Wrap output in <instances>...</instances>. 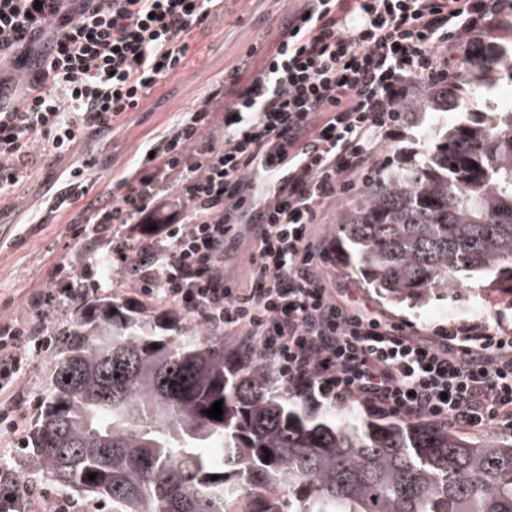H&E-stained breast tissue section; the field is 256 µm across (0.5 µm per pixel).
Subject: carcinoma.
<instances>
[{"instance_id": "obj_1", "label": "carcinoma", "mask_w": 512, "mask_h": 512, "mask_svg": "<svg viewBox=\"0 0 512 512\" xmlns=\"http://www.w3.org/2000/svg\"><path fill=\"white\" fill-rule=\"evenodd\" d=\"M508 81L512 42L476 40L455 78L399 106L408 122L462 118L432 125L341 213L345 263L386 300L512 279V111L491 99ZM46 386L31 470L112 512H512V440L319 412L224 336L110 298L79 304Z\"/></svg>"}]
</instances>
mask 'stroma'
Listing matches in <instances>:
<instances>
[{
    "label": "stroma",
    "mask_w": 512,
    "mask_h": 512,
    "mask_svg": "<svg viewBox=\"0 0 512 512\" xmlns=\"http://www.w3.org/2000/svg\"><path fill=\"white\" fill-rule=\"evenodd\" d=\"M304 5L305 0H224L223 9L206 26L194 30L184 68L161 82L141 107L123 114L111 130L84 143L71 156L53 163L41 159L29 167L15 193L0 198V319H22L53 334L66 329L75 312L73 303H59L39 315L26 299L34 289L49 287L55 266L62 264L78 273L84 258L93 254L105 262L82 281L89 298H110L131 310L145 307L120 263L109 260L113 245L125 239L126 227L114 225L95 239L73 236L71 227L81 206L95 204L117 180L130 175L144 142L165 133L181 113L195 108L210 92L222 91L225 102H232L239 87L275 50L289 16ZM233 72L238 82L229 81ZM75 169L81 170L88 195L80 205L51 210L52 199ZM325 277L341 296L366 301L390 320L409 323L424 338L432 337L436 328L459 323L512 328V289L505 285L485 289L475 285L452 298L434 295L414 308L379 299L344 261H337ZM53 355L50 348L29 355L10 395H0V411L17 416L20 425L15 434L0 428V467L10 470L30 491V512H58L68 499L73 502L68 512H112L108 503L73 500L68 493L36 480L27 466V448L13 444L14 438L29 436Z\"/></svg>",
    "instance_id": "stroma-1"
}]
</instances>
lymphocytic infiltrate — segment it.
Wrapping results in <instances>:
<instances>
[{"mask_svg": "<svg viewBox=\"0 0 512 512\" xmlns=\"http://www.w3.org/2000/svg\"><path fill=\"white\" fill-rule=\"evenodd\" d=\"M223 0H0V196L135 110L185 64ZM512 0H308L231 104L211 95L150 144L74 236L135 227L117 246L140 296L237 338L313 404L356 402L403 420L512 432V331L458 325L428 339L338 299L316 236L405 121L397 106L446 83L471 37ZM238 224H258L250 285L224 279ZM0 322V392L28 347Z\"/></svg>", "mask_w": 512, "mask_h": 512, "instance_id": "f902f5d3", "label": "lymphocytic infiltrate"}]
</instances>
